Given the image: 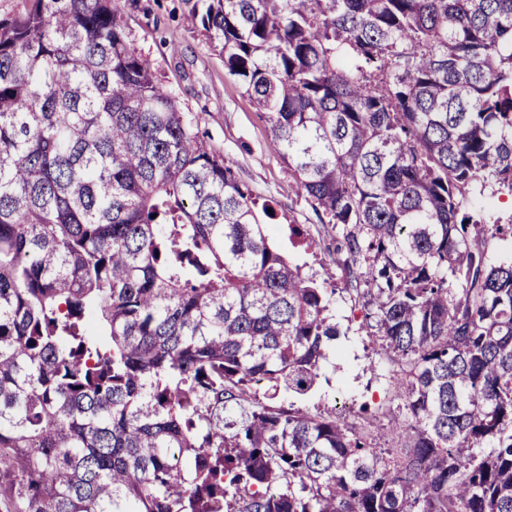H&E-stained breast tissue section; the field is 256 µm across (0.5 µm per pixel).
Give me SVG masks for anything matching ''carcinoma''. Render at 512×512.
<instances>
[{
  "instance_id": "carcinoma-1",
  "label": "carcinoma",
  "mask_w": 512,
  "mask_h": 512,
  "mask_svg": "<svg viewBox=\"0 0 512 512\" xmlns=\"http://www.w3.org/2000/svg\"><path fill=\"white\" fill-rule=\"evenodd\" d=\"M113 2L0 21L9 512H512V262L471 203L512 191V0H185L399 367L396 458L273 402L315 386L331 297Z\"/></svg>"
}]
</instances>
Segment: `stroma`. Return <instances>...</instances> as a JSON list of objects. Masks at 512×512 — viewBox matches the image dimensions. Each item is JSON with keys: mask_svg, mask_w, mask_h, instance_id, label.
<instances>
[{"mask_svg": "<svg viewBox=\"0 0 512 512\" xmlns=\"http://www.w3.org/2000/svg\"><path fill=\"white\" fill-rule=\"evenodd\" d=\"M133 46L152 63L164 88L175 97L207 150L223 159L257 201L277 211L275 246L303 275L335 288L331 312L340 334L336 351L324 363L306 395L280 392L279 401L311 412H336L371 434L379 446L401 447L387 431L397 410L390 383L395 363L380 354L375 337L362 327L364 308L346 289L333 255L320 245L322 225L301 198L265 114L224 68V58L200 29L185 18L184 0H114Z\"/></svg>", "mask_w": 512, "mask_h": 512, "instance_id": "35a3bbf8", "label": "stroma"}]
</instances>
